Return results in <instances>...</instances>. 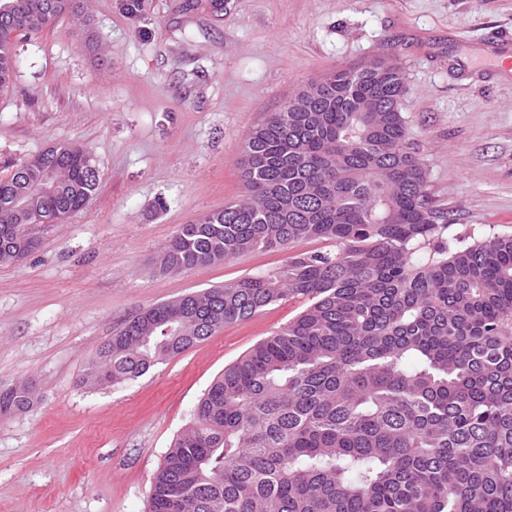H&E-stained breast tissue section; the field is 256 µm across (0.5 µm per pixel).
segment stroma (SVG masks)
I'll list each match as a JSON object with an SVG mask.
<instances>
[{"label":"stroma","instance_id":"stroma-1","mask_svg":"<svg viewBox=\"0 0 512 512\" xmlns=\"http://www.w3.org/2000/svg\"><path fill=\"white\" fill-rule=\"evenodd\" d=\"M512 35V0H76L15 46L0 91V176L48 148L89 153L98 188L39 247L0 263V512H145L154 474L224 367L303 310L279 303L133 381L90 386L89 359L144 310L280 266L255 251L162 270L175 232L244 193L249 131L306 83L397 57L410 137L449 236L512 233V70L471 71ZM34 393L27 385L0 386V415L25 412L32 406Z\"/></svg>","mask_w":512,"mask_h":512}]
</instances>
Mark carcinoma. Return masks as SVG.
<instances>
[{
	"instance_id": "carcinoma-1",
	"label": "carcinoma",
	"mask_w": 512,
	"mask_h": 512,
	"mask_svg": "<svg viewBox=\"0 0 512 512\" xmlns=\"http://www.w3.org/2000/svg\"><path fill=\"white\" fill-rule=\"evenodd\" d=\"M0 0V90L17 40L73 0ZM391 61L341 69L270 113L245 142L246 202L175 234L160 266L181 271L254 251L277 268L150 308L91 358L86 383L133 380L279 302L305 308L224 367L168 449L147 512H512V234L465 245L428 191ZM67 145L36 156L62 184L50 198L26 161L0 177V263L32 245L15 215L46 224L83 210L97 173ZM27 385L0 386V415Z\"/></svg>"
}]
</instances>
